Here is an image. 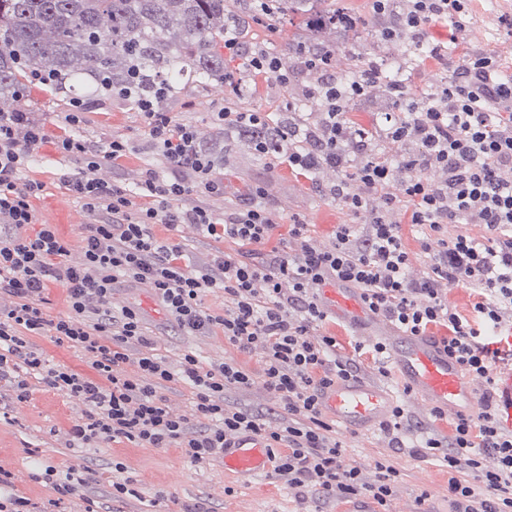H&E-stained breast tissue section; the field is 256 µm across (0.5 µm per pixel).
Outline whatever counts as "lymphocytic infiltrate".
Listing matches in <instances>:
<instances>
[{
  "mask_svg": "<svg viewBox=\"0 0 512 512\" xmlns=\"http://www.w3.org/2000/svg\"><path fill=\"white\" fill-rule=\"evenodd\" d=\"M472 0H405L403 24L385 29L388 39L413 37L408 49L447 59L432 43L428 25L448 19L463 33ZM224 54L237 60L225 74L229 92L237 76L258 74L288 85L278 57L265 49L243 51L235 31L224 33ZM383 73L364 62L346 84L323 79L315 94L322 103L317 130L291 124L281 141L264 138L255 152L309 174L321 164L339 168L332 195L360 224H340L329 245H319L301 220L288 226L281 246L268 248L278 225L263 202L261 187L250 200L217 218L203 196L224 191V178L200 147L193 125L162 105L167 87L154 97H135L132 86L115 89L132 102L145 127V147L164 158L168 172L146 169L135 189L93 178L101 162L116 161L129 149L115 137L96 147L74 136L50 137L38 113L0 112V293L14 303L0 307V382L27 397L23 371L42 374L51 388L86 405L70 430L72 444L128 441L144 448H177L193 463L223 457L225 448L247 437L262 440L281 487L321 501L371 498L387 507L400 472L382 457L362 468L348 463L346 447L323 416L321 395L339 380L355 379V360L338 355L334 337L318 335L328 314L321 288H357L372 317L404 336H426L446 328L439 342L462 374L483 384L478 412L459 416L452 437L421 430L404 407H396L382 432L388 447L402 448L419 434L414 452L448 470V512H512V430L502 426L496 388L498 345L512 335V77L488 50L469 53L449 80L422 103L386 116L385 135L413 145L401 165L383 156L361 154L366 139L348 118L350 103L373 87ZM57 153L82 157L85 171L69 178L70 191L98 215L79 247L81 265L69 264L71 244L56 225L38 224L34 199L41 182L26 178L33 157L46 144ZM385 206L370 208L372 195ZM423 229L426 270L409 277L412 258L399 231L401 219ZM194 225L203 236L238 244L216 252L207 263H185L183 247L158 238L153 228ZM460 225L449 233V225ZM150 288L167 321L186 335L222 331L243 353H259L261 376L233 361L204 364L184 354L172 365L158 353L139 307L113 309L116 285ZM65 293L69 314L57 320L45 311L50 287ZM476 292L473 318L448 302V291ZM219 293L222 310L202 307L206 293ZM47 336L85 353L86 371L49 364L33 343ZM262 379L272 402L251 409L227 401L228 390L249 389ZM184 384L193 391L191 416L171 414L159 391ZM493 465H485V456Z\"/></svg>",
  "mask_w": 512,
  "mask_h": 512,
  "instance_id": "obj_1",
  "label": "lymphocytic infiltrate"
}]
</instances>
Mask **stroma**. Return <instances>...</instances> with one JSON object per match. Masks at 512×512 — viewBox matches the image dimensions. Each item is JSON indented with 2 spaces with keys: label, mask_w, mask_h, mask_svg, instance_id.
<instances>
[{
  "label": "stroma",
  "mask_w": 512,
  "mask_h": 512,
  "mask_svg": "<svg viewBox=\"0 0 512 512\" xmlns=\"http://www.w3.org/2000/svg\"><path fill=\"white\" fill-rule=\"evenodd\" d=\"M337 6L362 15L365 22L357 34L349 36L347 45L361 58L395 66L405 55L406 43L395 40L379 42L377 31L380 19L369 16L367 0H336ZM512 9V0H476L474 22L456 36L445 19L434 21L428 27L430 38L449 48L447 63L417 58L408 67V87L411 99H418L435 87L443 85L451 69L476 48L491 49L506 65L512 75V37L499 31L494 22L497 12ZM298 18L276 22L249 20L239 39L246 45H261L278 51L293 38L303 35ZM307 79H292L289 87H282L275 79L263 75L243 79L240 92L234 99L237 108L278 113L286 103L301 109L305 126L315 125L319 114L309 105ZM71 97L54 92L42 85L25 84L22 98L15 103L0 105V110L22 108L39 113L50 134L64 128V114L70 108ZM224 105L223 95L211 93L194 79H185L180 92L168 102L171 112L181 120L197 127L210 125V115ZM390 100L375 96L352 103L351 119L356 127L365 129L368 138L366 150L372 154L399 162L405 154L404 146L391 143L385 136V116L393 111ZM77 135L101 145L114 137L127 139L133 150L118 164L105 161L95 170L96 178L104 182L117 181L132 188L143 171L152 167L164 170L161 156L144 150V129L133 105L118 98L101 97L94 100ZM84 168L81 159L62 156L47 147L42 150L26 174L40 181L44 191L35 202L40 223L57 225L60 233L74 247L68 257L71 264L83 261L77 246L88 224L95 217L85 210L66 187V177L78 174ZM219 170L224 175L223 193L204 198V205L215 215L223 216L225 204L245 201L253 184L266 191L265 200L278 208L281 225L278 235H286L292 217H300L310 224L321 244H329L336 225L355 223V216L328 194L326 187L314 183L311 177L299 175L288 165L258 158L253 154H227ZM114 304L136 303L142 308L149 331L158 338V349L171 363H178L186 352H194L203 362L232 360L260 374V354L240 352L222 333L207 336H180L168 327L162 311L150 293L142 288L120 285L113 292ZM323 334L334 336L337 354L349 357L360 365L364 381L382 387L393 394H401L403 381L398 370L389 377L377 373L378 360L370 347L386 335L385 322H371L356 326L337 315H329L322 328ZM30 395L18 399L11 388L0 386V407L6 412L0 419V467L11 474L10 492L29 498L39 504L53 497L52 483L64 482L67 475H81L85 483L73 495L66 497V512H181L183 506L204 504L209 512H372L374 505L359 501H330L315 505L312 499H299L277 485L271 473L254 477L225 471L223 460L194 464L183 458L175 448H140L132 443L99 445L89 443L81 448L70 447L68 433L83 415L85 408L79 401L47 388L37 375L27 377ZM339 438L347 446L349 463L366 467L386 453V443L379 426L354 431L337 425ZM122 462L125 475L132 481L135 495L116 502L112 499V464ZM394 461L400 471L396 496L389 504L390 512H445L448 494V470L435 461H422L402 452Z\"/></svg>",
  "instance_id": "1"
}]
</instances>
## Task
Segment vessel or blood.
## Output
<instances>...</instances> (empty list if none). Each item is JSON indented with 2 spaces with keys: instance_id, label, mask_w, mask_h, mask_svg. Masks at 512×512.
<instances>
[{
  "instance_id": "vessel-or-blood-1",
  "label": "vessel or blood",
  "mask_w": 512,
  "mask_h": 512,
  "mask_svg": "<svg viewBox=\"0 0 512 512\" xmlns=\"http://www.w3.org/2000/svg\"><path fill=\"white\" fill-rule=\"evenodd\" d=\"M323 301L329 310L351 319L360 317L363 312L358 292L353 288H324ZM390 358L409 394L423 401L429 409L453 415H464L476 409L472 383L461 376L455 358L429 337H397L390 346ZM322 406L337 422L361 429L386 421L395 402L391 394L379 386L349 380L327 388ZM269 467L267 450L260 441L247 439L224 451L227 471L257 475Z\"/></svg>"
}]
</instances>
